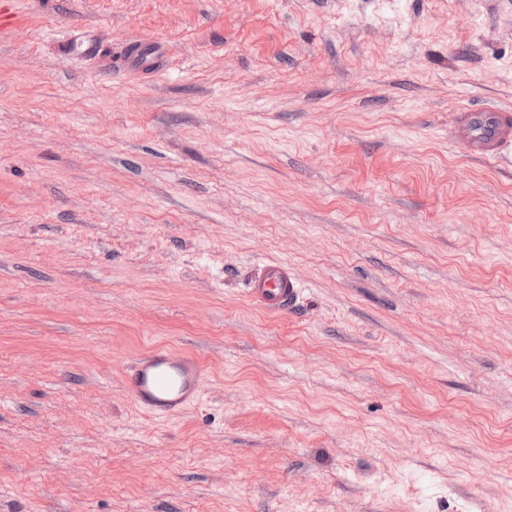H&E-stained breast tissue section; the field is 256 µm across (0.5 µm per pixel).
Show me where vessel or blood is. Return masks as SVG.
I'll return each mask as SVG.
<instances>
[{"instance_id":"b4317fda","label":"vessel or blood","mask_w":512,"mask_h":512,"mask_svg":"<svg viewBox=\"0 0 512 512\" xmlns=\"http://www.w3.org/2000/svg\"><path fill=\"white\" fill-rule=\"evenodd\" d=\"M451 138L472 156L500 157L512 148V111L490 104L461 108L455 114ZM301 294L298 281L282 262L257 267L246 291L251 302L274 313L294 309ZM204 383L203 368L195 358L166 346L140 355L125 375L134 403L160 419L197 404Z\"/></svg>"}]
</instances>
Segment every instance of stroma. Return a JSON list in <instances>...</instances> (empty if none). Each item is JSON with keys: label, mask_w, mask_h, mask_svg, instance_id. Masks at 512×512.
<instances>
[{"label": "stroma", "mask_w": 512, "mask_h": 512, "mask_svg": "<svg viewBox=\"0 0 512 512\" xmlns=\"http://www.w3.org/2000/svg\"><path fill=\"white\" fill-rule=\"evenodd\" d=\"M11 13L0 512H512V162L448 138L512 110V0ZM157 345L205 373L167 420L124 385ZM248 285L246 295L249 300L274 313L294 309L302 294L295 276L288 270V265L282 262L257 267Z\"/></svg>", "instance_id": "35a3bbf8"}]
</instances>
